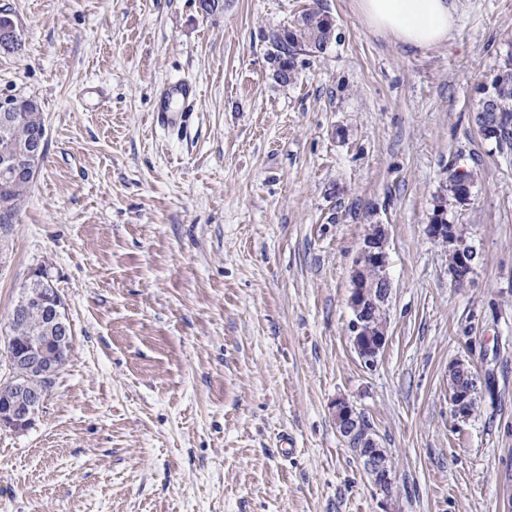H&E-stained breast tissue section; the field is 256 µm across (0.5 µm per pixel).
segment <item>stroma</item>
<instances>
[{"instance_id": "35a3bbf8", "label": "stroma", "mask_w": 512, "mask_h": 512, "mask_svg": "<svg viewBox=\"0 0 512 512\" xmlns=\"http://www.w3.org/2000/svg\"><path fill=\"white\" fill-rule=\"evenodd\" d=\"M447 42L406 49L356 0H0L24 48L0 95L36 99L45 159L0 232V378L36 268L73 349L34 425L0 431V512H377L331 402L352 401L395 466L389 512H512V150L477 133L478 89L512 58V0H453ZM314 7L324 53L278 84L268 37ZM199 90L187 129L160 85ZM449 206L478 257L457 285L428 237ZM389 232V336L351 344L350 270ZM485 384L456 419L448 365ZM198 93L196 85L188 82H178L166 87L160 98L157 112L158 123L167 128H184L190 122L193 111L185 110L192 103L197 101ZM174 99L181 101L182 107L174 110L171 103Z\"/></svg>"}]
</instances>
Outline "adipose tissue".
Listing matches in <instances>:
<instances>
[{"label": "adipose tissue", "mask_w": 512, "mask_h": 512, "mask_svg": "<svg viewBox=\"0 0 512 512\" xmlns=\"http://www.w3.org/2000/svg\"><path fill=\"white\" fill-rule=\"evenodd\" d=\"M368 27L417 51L447 41L455 26L451 0H356Z\"/></svg>", "instance_id": "1"}]
</instances>
